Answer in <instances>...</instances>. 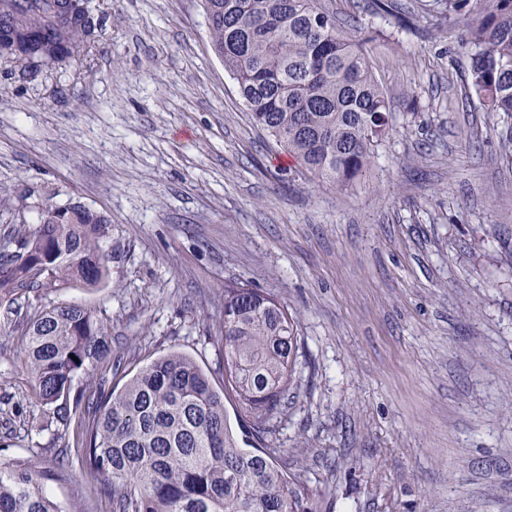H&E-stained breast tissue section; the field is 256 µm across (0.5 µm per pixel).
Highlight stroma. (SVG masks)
Returning a JSON list of instances; mask_svg holds the SVG:
<instances>
[{
    "mask_svg": "<svg viewBox=\"0 0 512 512\" xmlns=\"http://www.w3.org/2000/svg\"><path fill=\"white\" fill-rule=\"evenodd\" d=\"M379 31L393 130L344 189L298 172L255 127L210 46L203 0H91L95 47L22 77L0 60V245L25 190L106 215L110 278L0 307V463L69 461L66 512H113L81 471L78 422L34 405L27 320L100 310L111 356L76 387H122L169 351L222 387L224 287L276 299L299 387L266 437L313 512H512V161L468 97L470 56L422 0L411 25L327 0Z\"/></svg>",
    "mask_w": 512,
    "mask_h": 512,
    "instance_id": "obj_1",
    "label": "stroma"
}]
</instances>
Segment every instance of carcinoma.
Listing matches in <instances>:
<instances>
[{
    "instance_id": "1",
    "label": "carcinoma",
    "mask_w": 512,
    "mask_h": 512,
    "mask_svg": "<svg viewBox=\"0 0 512 512\" xmlns=\"http://www.w3.org/2000/svg\"><path fill=\"white\" fill-rule=\"evenodd\" d=\"M56 0H22L11 27L49 35ZM428 10L459 30L470 51L467 86L483 111L503 118L499 139L512 155V0H433ZM213 52L236 80L252 123L274 138L310 176L348 187L390 134L391 106L366 45L372 32L348 33L320 0H204ZM103 15L89 12L53 46L10 53L24 74L34 57L64 62L95 43ZM64 210L67 223H56ZM26 249L0 252V306L40 287L108 280L103 243L110 220L79 203L35 208ZM224 386L216 389L191 357L170 351L120 390H96L95 403L71 398L76 379L110 354L98 313L60 304L36 315L23 348L35 407L68 425L88 417L80 468L105 482L113 512H311L305 489L288 479L278 448H258L297 382L298 336L288 310L242 283L224 288ZM252 419L250 448L227 421L224 400ZM60 470L17 459L0 463V512H65L49 483Z\"/></svg>"
}]
</instances>
